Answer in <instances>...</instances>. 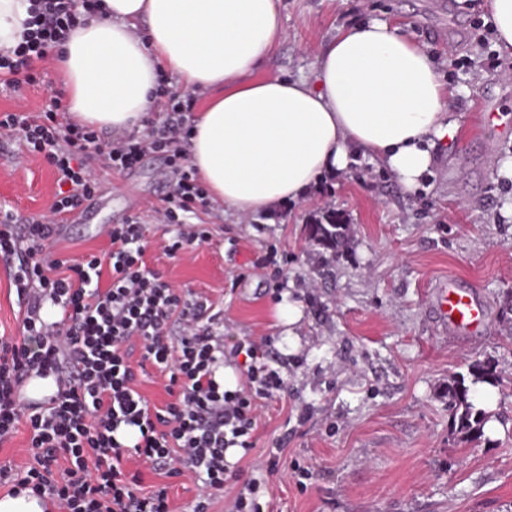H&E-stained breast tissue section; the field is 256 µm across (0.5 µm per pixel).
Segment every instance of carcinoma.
I'll return each mask as SVG.
<instances>
[{"label": "carcinoma", "mask_w": 512, "mask_h": 512, "mask_svg": "<svg viewBox=\"0 0 512 512\" xmlns=\"http://www.w3.org/2000/svg\"><path fill=\"white\" fill-rule=\"evenodd\" d=\"M346 236V225L331 214L316 224L309 225L308 240L315 247L336 252ZM482 382L494 386L498 383L496 369L490 362L475 361L468 366L467 373H457L448 381V412L451 426L466 437L479 438L488 421V414L470 401V387L466 381Z\"/></svg>", "instance_id": "carcinoma-1"}]
</instances>
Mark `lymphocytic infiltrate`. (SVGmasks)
I'll list each match as a JSON object with an SVG mask.
<instances>
[{"label": "lymphocytic infiltrate", "mask_w": 512, "mask_h": 512, "mask_svg": "<svg viewBox=\"0 0 512 512\" xmlns=\"http://www.w3.org/2000/svg\"><path fill=\"white\" fill-rule=\"evenodd\" d=\"M96 2L30 0L21 41L0 54L7 85L39 83L36 63L50 60ZM193 106L192 95L170 94L145 134L113 141L71 121L57 97L35 115L0 113V139L22 140L52 168L57 185L49 216L22 224L0 212V261L23 314L22 339L0 337V446L22 423L30 451L23 466L0 465V486L31 489L56 512H173L168 485L144 489L140 473L122 466L128 456L207 489L236 486L227 512H265L261 491L279 469L280 449H269L249 473L231 456L254 449L264 400L288 389L267 361L271 337L225 346L223 311L148 266L139 219L107 225L103 254L74 262L51 250L63 218L96 193L91 160L128 170L149 153L165 154L176 176L155 210L160 223L176 229L165 254L209 241L208 225L188 221L208 203L187 162ZM238 359L244 377L230 389L221 371ZM149 364L168 376L160 406L136 388L137 370ZM31 376L58 383L48 405L22 403L20 388Z\"/></svg>", "instance_id": "lymphocytic-infiltrate-1"}]
</instances>
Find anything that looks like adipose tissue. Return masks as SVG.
I'll return each instance as SVG.
<instances>
[{
	"mask_svg": "<svg viewBox=\"0 0 512 512\" xmlns=\"http://www.w3.org/2000/svg\"><path fill=\"white\" fill-rule=\"evenodd\" d=\"M27 0H0V51L16 47ZM285 36L279 0H100L56 66L78 124L142 128L164 74L206 94L189 162L210 199L241 215L272 213L358 159L419 187L436 143L460 123L424 49L383 19L346 27L317 57L313 80L261 77Z\"/></svg>",
	"mask_w": 512,
	"mask_h": 512,
	"instance_id": "obj_1",
	"label": "adipose tissue"
}]
</instances>
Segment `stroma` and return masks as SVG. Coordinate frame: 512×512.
Returning <instances> with one entry per match:
<instances>
[{"mask_svg":"<svg viewBox=\"0 0 512 512\" xmlns=\"http://www.w3.org/2000/svg\"><path fill=\"white\" fill-rule=\"evenodd\" d=\"M286 35L263 76L311 77L319 52L347 25L379 17L402 25L454 86L461 135L437 144L432 177L407 190L385 166L361 160L273 214L238 217L218 203L198 210L211 240L171 258L174 227L153 209L174 178L150 154L134 169L95 166V196L78 224H62L55 252L80 259L108 246L102 225L133 217L145 226L146 259L176 287L224 309V342L272 337L273 365L288 382L266 401L251 461L282 447L268 476V512H512V79L491 75L499 59L486 0H280ZM55 76L11 89L0 111L41 108L61 93ZM499 114L484 120V106ZM54 175L19 144L0 145V209L48 213ZM348 226L338 256L311 246L308 224L326 214ZM286 256L282 289L255 260ZM473 288L489 313L483 331L445 330L432 306L437 283ZM491 362L499 386L474 387L490 412L481 439L450 425L444 390L474 361ZM310 468L299 483L295 466Z\"/></svg>","mask_w":512,"mask_h":512,"instance_id":"stroma-1","label":"stroma"}]
</instances>
